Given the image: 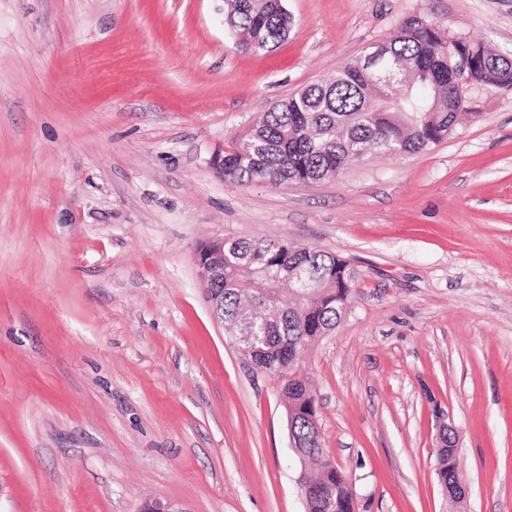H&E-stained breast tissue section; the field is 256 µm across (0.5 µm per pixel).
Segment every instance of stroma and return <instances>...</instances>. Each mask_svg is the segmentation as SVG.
Wrapping results in <instances>:
<instances>
[{
  "mask_svg": "<svg viewBox=\"0 0 512 512\" xmlns=\"http://www.w3.org/2000/svg\"><path fill=\"white\" fill-rule=\"evenodd\" d=\"M262 55L224 0H0V512H305L282 380L214 320L210 239L346 260L347 315L305 353L359 512H512V90L467 86L454 133L335 178L212 164L265 112L420 16L512 59V0H283ZM437 433L439 434L441 431H446L442 434L438 439V454H437V467H436V475L439 483H444L442 486L443 491L447 497L454 500L455 502L462 504L466 498V490L462 484L461 479H459L455 484H448V479L454 480L457 477L460 478V474L457 466L456 455H452L448 452V448H443L441 443L448 446V441L453 440L452 437L448 435L449 431H454L456 434V440L452 447L455 448L457 452V448L459 447V436L456 428L450 422H447V417L442 412L437 413ZM441 440V441H440ZM448 484V485H447ZM447 485V486H446Z\"/></svg>",
  "mask_w": 512,
  "mask_h": 512,
  "instance_id": "35a3bbf8",
  "label": "stroma"
}]
</instances>
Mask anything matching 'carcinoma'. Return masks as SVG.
<instances>
[{"label":"carcinoma","instance_id":"1","mask_svg":"<svg viewBox=\"0 0 512 512\" xmlns=\"http://www.w3.org/2000/svg\"><path fill=\"white\" fill-rule=\"evenodd\" d=\"M225 23L246 50L250 43L271 48L288 35L290 19L277 0H224ZM440 25L411 17L389 40L390 58L396 66H412L419 72L410 94L398 107H386L385 90L364 76L362 57L342 63L330 78L312 84L264 113L259 123L224 152V176L241 184L264 182L284 186L310 183L342 170L354 156L372 149L382 154L420 152L448 136V125L458 113L448 111V95H458L468 73L455 76L440 66L445 45ZM306 277L315 273L320 288L307 298L298 297L300 285H291L289 301L280 299L276 278L286 270ZM354 276L348 264L315 247H299L261 238L224 239V323L241 329L250 305L267 303L279 311L268 328L269 340L261 345L265 372L284 379L283 404L296 407L292 435L301 443L305 457L316 465L307 481L316 489H302L305 512H356L350 483L336 465L325 461L321 438L306 423L308 397L299 365L290 361L293 349L306 350L332 330L349 308ZM436 475L441 483L459 477L456 456L439 437Z\"/></svg>","mask_w":512,"mask_h":512}]
</instances>
